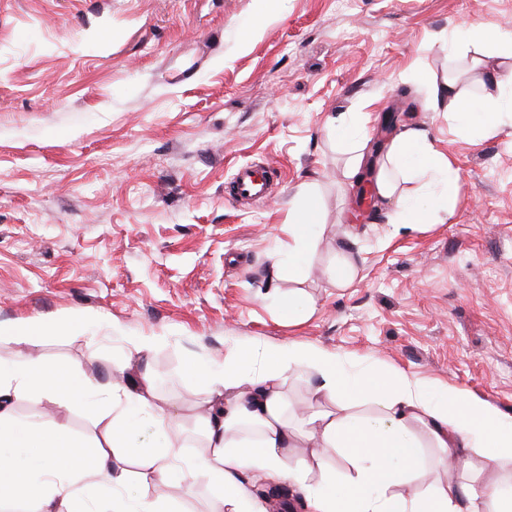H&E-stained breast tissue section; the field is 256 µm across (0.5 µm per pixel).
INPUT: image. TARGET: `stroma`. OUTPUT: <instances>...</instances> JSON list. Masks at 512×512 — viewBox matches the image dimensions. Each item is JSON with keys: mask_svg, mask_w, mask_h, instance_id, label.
Segmentation results:
<instances>
[{"mask_svg": "<svg viewBox=\"0 0 512 512\" xmlns=\"http://www.w3.org/2000/svg\"><path fill=\"white\" fill-rule=\"evenodd\" d=\"M476 25L512 28V0H0V362L52 359L97 385L65 406L25 392L16 415L95 443L88 408L140 338L190 457L208 399L194 366L254 342L325 348L349 374L403 372L511 418L512 112L477 140L425 108L449 72L468 79ZM410 126L457 169L445 222L390 223L381 199L356 210L353 142L375 171L377 142ZM247 165L273 173L264 202L229 192ZM309 196L307 272L277 277ZM345 255L357 276L336 288ZM291 291L312 315H280ZM29 320L67 331L6 338ZM166 495L218 508L200 476Z\"/></svg>", "mask_w": 512, "mask_h": 512, "instance_id": "obj_1", "label": "stroma"}]
</instances>
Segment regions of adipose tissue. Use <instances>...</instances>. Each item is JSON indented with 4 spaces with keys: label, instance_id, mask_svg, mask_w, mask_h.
Masks as SVG:
<instances>
[{
    "label": "adipose tissue",
    "instance_id": "adipose-tissue-1",
    "mask_svg": "<svg viewBox=\"0 0 512 512\" xmlns=\"http://www.w3.org/2000/svg\"><path fill=\"white\" fill-rule=\"evenodd\" d=\"M509 58L511 30L475 59L473 79L452 78L435 91L430 110L448 112L463 127L471 109L481 108L486 115L482 138L496 137L502 131L501 111L512 109V70L504 66ZM401 180L421 183L442 210L455 203L453 162L421 129H406L391 142L374 188L393 204V223L426 221L414 198L398 192ZM315 221L314 209L308 208L288 226L294 244L280 269L289 277L302 275L307 267L316 244L310 233ZM303 368L317 379L312 397L318 407L298 425L288 419L282 389ZM206 379L211 394L199 418L206 452L192 463L183 458L179 421L152 401L148 375L107 389L108 405L142 411L161 438L144 451L143 477L153 492L132 500L124 494L131 481L126 453L136 427L113 416L90 460H83L74 453L68 425L18 420L13 403L34 384L69 403L88 388V381L52 362L1 365L0 500L33 503L38 512H83L89 500L108 503L112 512H164L158 488L184 480L191 471L219 490L223 512H269V501L251 497L240 483L245 473L308 489L310 512H512V479L500 473L504 463H512V421L487 402L460 401L453 390L431 397L422 381L403 372L374 370L353 378L337 354L305 345L231 351ZM364 397L377 405L376 416L353 412V402ZM415 424L425 429L451 479L436 486L429 482L420 444L411 433ZM297 448L308 449V456L294 458ZM472 449L481 459L480 472L490 475L479 489L468 474ZM337 451L352 464L341 483L331 458Z\"/></svg>",
    "mask_w": 512,
    "mask_h": 512
}]
</instances>
